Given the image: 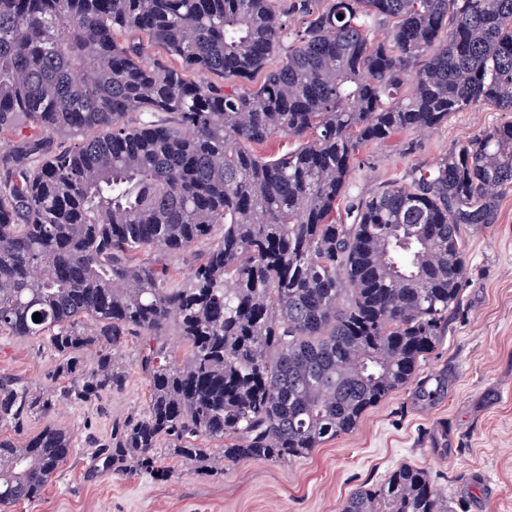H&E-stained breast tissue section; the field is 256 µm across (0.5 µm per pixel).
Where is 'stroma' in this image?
Returning a JSON list of instances; mask_svg holds the SVG:
<instances>
[{
    "label": "stroma",
    "instance_id": "obj_1",
    "mask_svg": "<svg viewBox=\"0 0 512 512\" xmlns=\"http://www.w3.org/2000/svg\"><path fill=\"white\" fill-rule=\"evenodd\" d=\"M507 121L512 112L488 102L450 114L427 135L406 131L366 143L347 195L366 199L408 182L412 171L435 165L455 144ZM461 232L467 264L461 303L420 366L421 379L446 381L433 404L418 401L414 386L395 390L352 432L290 462L246 461L225 471L167 456L168 481L135 471L116 475L96 464L93 446L147 406L149 384L133 337L115 356L126 374L122 390L87 404L63 402L51 418L32 416L6 428V436L22 442L49 422L69 430L76 444L42 497L13 512H341L356 488L377 486L402 465L427 471L449 512H512V183L497 191L494 223L465 224ZM56 365L47 342L0 335V374L32 392L62 386ZM442 428L447 448H431L428 434Z\"/></svg>",
    "mask_w": 512,
    "mask_h": 512
}]
</instances>
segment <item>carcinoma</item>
Listing matches in <instances>:
<instances>
[{"mask_svg": "<svg viewBox=\"0 0 512 512\" xmlns=\"http://www.w3.org/2000/svg\"><path fill=\"white\" fill-rule=\"evenodd\" d=\"M146 41L164 52L150 65ZM285 41L258 88L227 83ZM487 102L512 112V0H0V332L47 338L67 381L43 397L0 375V425L122 389L130 336L150 391L95 451L114 473L164 482L163 455L203 466L214 442L226 470L282 463L415 380L437 400L418 363L459 302L461 225L493 223L512 182V121L366 200L347 179L363 144ZM275 135L301 145L264 161L252 145ZM203 243L181 287L137 259ZM172 326L181 367L159 344ZM74 451L53 424L0 436V512ZM342 512L448 507L402 465Z\"/></svg>", "mask_w": 512, "mask_h": 512, "instance_id": "1", "label": "carcinoma"}]
</instances>
